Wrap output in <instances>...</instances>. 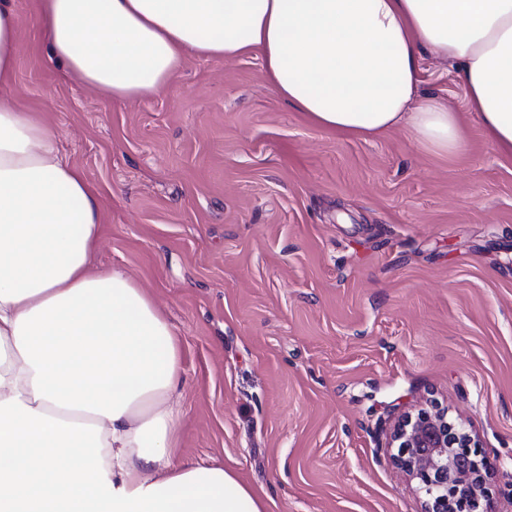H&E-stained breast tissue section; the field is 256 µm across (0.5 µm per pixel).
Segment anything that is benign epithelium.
I'll list each match as a JSON object with an SVG mask.
<instances>
[{
    "mask_svg": "<svg viewBox=\"0 0 512 512\" xmlns=\"http://www.w3.org/2000/svg\"><path fill=\"white\" fill-rule=\"evenodd\" d=\"M385 447L391 463L426 494L425 512H492L487 480L495 463L447 408L431 400L400 413Z\"/></svg>",
    "mask_w": 512,
    "mask_h": 512,
    "instance_id": "1",
    "label": "benign epithelium"
}]
</instances>
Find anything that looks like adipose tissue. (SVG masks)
<instances>
[{"label": "adipose tissue", "mask_w": 512, "mask_h": 512, "mask_svg": "<svg viewBox=\"0 0 512 512\" xmlns=\"http://www.w3.org/2000/svg\"><path fill=\"white\" fill-rule=\"evenodd\" d=\"M38 20L63 73L115 98L157 92L191 54L256 53L316 127H404L454 154L462 114L421 93L426 50L512 157V0H39ZM16 29L0 0V512H267L232 470L177 453L180 342L131 277L92 269L101 198L6 91Z\"/></svg>", "instance_id": "obj_1"}]
</instances>
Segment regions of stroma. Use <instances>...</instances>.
Masks as SVG:
<instances>
[{"mask_svg": "<svg viewBox=\"0 0 512 512\" xmlns=\"http://www.w3.org/2000/svg\"><path fill=\"white\" fill-rule=\"evenodd\" d=\"M37 9L16 0L10 87L100 192L93 269L127 273L175 329L182 458L231 467L269 512H423L383 443L432 397L512 512V159L468 116L452 155L319 129L256 54L191 55L115 99L48 58ZM420 79L463 111L454 67L422 57Z\"/></svg>", "mask_w": 512, "mask_h": 512, "instance_id": "35a3bbf8", "label": "stroma"}]
</instances>
